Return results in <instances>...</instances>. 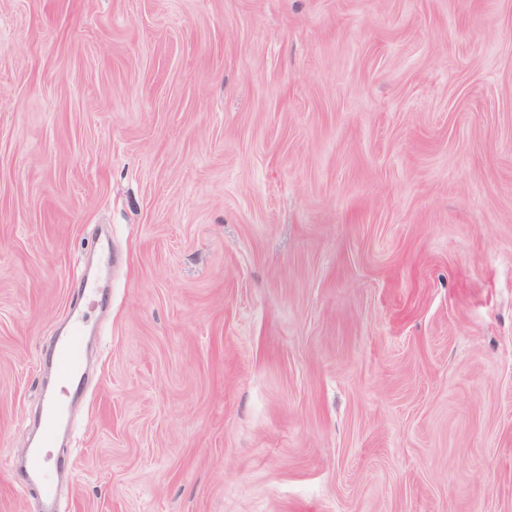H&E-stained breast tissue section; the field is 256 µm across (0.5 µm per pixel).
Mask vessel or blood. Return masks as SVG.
<instances>
[{
    "label": "vessel or blood",
    "mask_w": 512,
    "mask_h": 512,
    "mask_svg": "<svg viewBox=\"0 0 512 512\" xmlns=\"http://www.w3.org/2000/svg\"><path fill=\"white\" fill-rule=\"evenodd\" d=\"M87 319L83 309H74L66 333L57 337L51 367L56 390L42 407V429L37 441L25 452L26 485L34 487L47 504L58 497L54 450L58 446L59 429L70 422L73 397L84 388L86 374Z\"/></svg>",
    "instance_id": "1"
}]
</instances>
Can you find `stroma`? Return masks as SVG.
Masks as SVG:
<instances>
[{
	"instance_id": "stroma-1",
	"label": "stroma",
	"mask_w": 512,
	"mask_h": 512,
	"mask_svg": "<svg viewBox=\"0 0 512 512\" xmlns=\"http://www.w3.org/2000/svg\"><path fill=\"white\" fill-rule=\"evenodd\" d=\"M102 224L59 512H512V0H0V512Z\"/></svg>"
}]
</instances>
